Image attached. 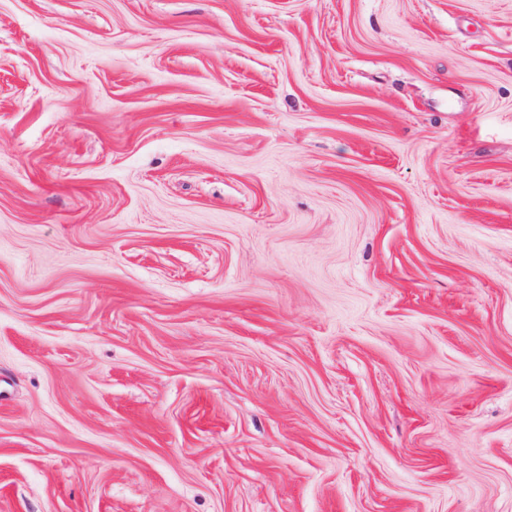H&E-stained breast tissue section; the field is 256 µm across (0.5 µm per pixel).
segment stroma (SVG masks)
Listing matches in <instances>:
<instances>
[{
    "mask_svg": "<svg viewBox=\"0 0 512 512\" xmlns=\"http://www.w3.org/2000/svg\"><path fill=\"white\" fill-rule=\"evenodd\" d=\"M0 512H512V0H0Z\"/></svg>",
    "mask_w": 512,
    "mask_h": 512,
    "instance_id": "1",
    "label": "stroma"
}]
</instances>
